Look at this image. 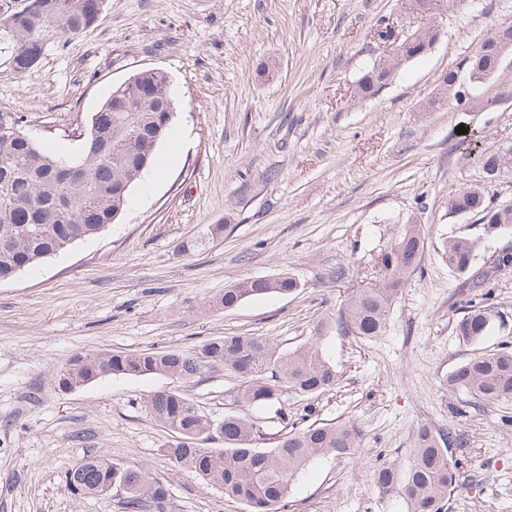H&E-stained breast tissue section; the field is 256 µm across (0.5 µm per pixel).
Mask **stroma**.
Returning <instances> with one entry per match:
<instances>
[{
    "instance_id": "35a3bbf8",
    "label": "stroma",
    "mask_w": 512,
    "mask_h": 512,
    "mask_svg": "<svg viewBox=\"0 0 512 512\" xmlns=\"http://www.w3.org/2000/svg\"><path fill=\"white\" fill-rule=\"evenodd\" d=\"M510 21L512 0H462L433 48L362 102L355 85L384 53L374 31L423 24L400 0H106L95 25L30 71L15 73L0 54V110L58 153L77 152L75 129L141 70L167 73L177 111L115 224L0 282V512H123L120 496L82 497L66 484L98 455L148 469L169 492L166 512H248L168 456L170 434L145 401L171 378L107 376L63 391L56 371L77 353L188 352L231 334L295 347L410 220L426 225L428 246L384 332H331L335 388L290 407L300 427L353 419L361 451L308 464L283 512H406L374 472L406 468L423 425L466 439L453 451L463 483L448 512H512V404L475 406L443 387L459 363L512 345V271L487 289L490 332L466 344L452 332L465 293L440 256L446 238L479 240L480 271L512 249V229L488 239L477 215L448 211L463 185L512 204V172L489 178L480 161L512 146V51L464 104L439 99L444 76ZM281 272L297 292L213 308L226 285ZM232 383L219 369L180 387L220 419Z\"/></svg>"
}]
</instances>
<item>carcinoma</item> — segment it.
I'll return each instance as SVG.
<instances>
[{
  "instance_id": "obj_1",
  "label": "carcinoma",
  "mask_w": 512,
  "mask_h": 512,
  "mask_svg": "<svg viewBox=\"0 0 512 512\" xmlns=\"http://www.w3.org/2000/svg\"><path fill=\"white\" fill-rule=\"evenodd\" d=\"M23 2L20 7L16 0H0V17L8 12L14 16L10 26L0 25V33L5 36L9 63L18 74L37 66L47 51L82 34L97 20V0H83L80 7L74 0ZM454 4L456 0H402L407 10L439 15ZM436 37L434 26L403 36L394 57L376 59L359 79L354 98L375 97L401 63L426 54ZM481 48V54L466 56L458 71L446 76L444 97L463 101L456 83L460 72L477 84L494 74L498 31H491ZM168 85L167 74L152 68L116 86L99 109L105 117L97 124L87 122L80 155L74 159L42 147L27 133L18 113L0 111V282L115 223L132 185L150 168L157 146L170 131L175 105ZM482 164L493 177L511 171L512 148L485 154ZM448 211L481 215L488 238L512 227V205H494L476 187H461L449 195ZM478 245L460 236L442 242L448 268L464 276L460 287L471 291L512 269V252L503 251L498 265L478 275L471 273ZM426 247L423 225H403L380 250L375 281L348 296L335 321L320 323L315 336L292 349H281L260 336L233 334L209 340L188 354L176 350L76 354L54 382L62 390L86 386L106 375H165L189 382L202 376L197 356H204L209 368L222 367L237 379L236 386L225 390L224 419H212L172 390L149 395L146 410L174 434L168 453L177 464L217 484L225 496L245 503L249 512H279L294 476L317 457L354 456L361 430L350 420L303 428L293 424L275 446L263 448V426L241 417L235 408L247 404L271 409L273 418L286 425L284 397L308 401L331 391L338 372L323 349L327 331L334 328L364 339L381 335L392 303L421 268ZM299 287L287 273L238 281L224 288L215 306L229 310L250 297L286 296ZM491 326L490 306L473 296L452 332L462 342L476 343ZM443 386L479 405L512 403V348L500 347L465 360L448 373ZM212 440L224 442V447L203 446ZM454 443L464 445V438L454 430L419 427L412 461L403 471L392 464L378 468V489L401 497L406 512H446L448 498L460 482L450 450ZM109 475L124 488L125 512H165L168 490L144 468L123 467L107 456H96L68 470L65 479L74 494L94 496Z\"/></svg>"
}]
</instances>
